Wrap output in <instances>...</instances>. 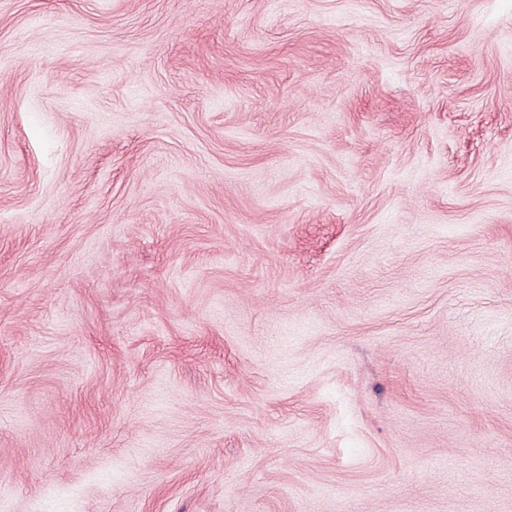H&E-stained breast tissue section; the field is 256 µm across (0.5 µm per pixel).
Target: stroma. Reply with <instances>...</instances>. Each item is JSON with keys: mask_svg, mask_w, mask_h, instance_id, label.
<instances>
[{"mask_svg": "<svg viewBox=\"0 0 512 512\" xmlns=\"http://www.w3.org/2000/svg\"><path fill=\"white\" fill-rule=\"evenodd\" d=\"M0 512H512V0H0Z\"/></svg>", "mask_w": 512, "mask_h": 512, "instance_id": "stroma-1", "label": "stroma"}]
</instances>
